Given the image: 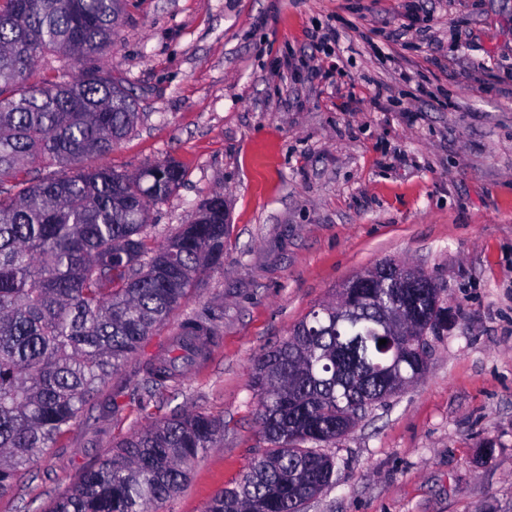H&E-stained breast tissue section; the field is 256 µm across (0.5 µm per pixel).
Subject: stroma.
<instances>
[{"instance_id":"1","label":"stroma","mask_w":512,"mask_h":512,"mask_svg":"<svg viewBox=\"0 0 512 512\" xmlns=\"http://www.w3.org/2000/svg\"><path fill=\"white\" fill-rule=\"evenodd\" d=\"M327 25L339 42H313ZM108 63L139 119L85 166L180 163L183 184L150 212L151 242L220 191L224 259L0 512H47L148 414L186 410L224 431L156 512H206L268 446L253 361L390 259L445 287L448 327L417 383L324 446L340 480L305 512H512V0H125ZM198 314L217 341L147 404L143 365Z\"/></svg>"}]
</instances>
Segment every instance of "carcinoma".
Segmentation results:
<instances>
[{
  "label": "carcinoma",
  "mask_w": 512,
  "mask_h": 512,
  "mask_svg": "<svg viewBox=\"0 0 512 512\" xmlns=\"http://www.w3.org/2000/svg\"><path fill=\"white\" fill-rule=\"evenodd\" d=\"M122 3L0 0V184L11 183L0 189V497L187 298L196 276L224 258L220 192L200 203L203 219L149 245L151 208L185 177L176 163L134 175L79 165L111 151L139 119L136 99L102 61ZM49 56L58 64L29 81ZM35 162L65 171L29 178ZM353 283L254 361L256 417L270 448L208 512H302L336 480V461L319 447L393 395L380 378L394 341L383 334L391 304L404 301L418 323L406 337L410 371L444 330L443 288L374 283L350 302ZM215 337L207 316L182 321L167 353L146 366V396L180 385ZM223 429L201 412L155 419L87 468L48 512H154Z\"/></svg>",
  "instance_id": "1"
}]
</instances>
